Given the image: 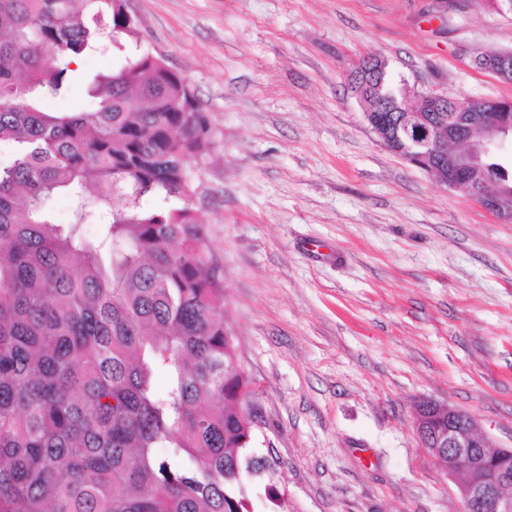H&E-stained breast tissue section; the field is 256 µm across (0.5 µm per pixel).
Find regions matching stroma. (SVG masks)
Returning a JSON list of instances; mask_svg holds the SVG:
<instances>
[{"label":"stroma","mask_w":512,"mask_h":512,"mask_svg":"<svg viewBox=\"0 0 512 512\" xmlns=\"http://www.w3.org/2000/svg\"><path fill=\"white\" fill-rule=\"evenodd\" d=\"M138 48L213 127L196 207L237 369L291 512H464L414 429L423 400L512 448V222L387 149L348 88L512 99L474 54L512 49L487 0H129Z\"/></svg>","instance_id":"obj_1"}]
</instances>
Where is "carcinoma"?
Listing matches in <instances>:
<instances>
[{
  "label": "carcinoma",
  "mask_w": 512,
  "mask_h": 512,
  "mask_svg": "<svg viewBox=\"0 0 512 512\" xmlns=\"http://www.w3.org/2000/svg\"><path fill=\"white\" fill-rule=\"evenodd\" d=\"M136 36L127 0H0V512H251L275 462L194 207L211 124ZM107 38L89 104L49 108ZM113 62L112 50L108 48L104 52L81 59L77 66L73 64L71 65V68L78 69V74L107 72L112 70Z\"/></svg>",
  "instance_id": "obj_1"
}]
</instances>
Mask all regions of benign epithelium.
Listing matches in <instances>:
<instances>
[{
  "instance_id": "1",
  "label": "benign epithelium",
  "mask_w": 512,
  "mask_h": 512,
  "mask_svg": "<svg viewBox=\"0 0 512 512\" xmlns=\"http://www.w3.org/2000/svg\"><path fill=\"white\" fill-rule=\"evenodd\" d=\"M476 69L499 79L512 75V51L479 52ZM364 117L380 141L440 185L465 190L493 216L512 222L502 203L501 183L472 174L487 167L502 144L512 140V100L497 101V112H460L450 118L447 97L406 86L390 97L391 104L368 102L364 88L352 86ZM417 107L405 108L409 98ZM415 432L423 448L446 463L465 503V512H512V448H492L464 412L433 400L419 403Z\"/></svg>"
}]
</instances>
